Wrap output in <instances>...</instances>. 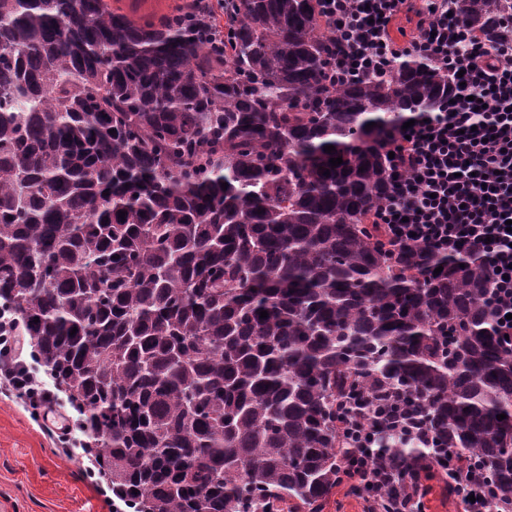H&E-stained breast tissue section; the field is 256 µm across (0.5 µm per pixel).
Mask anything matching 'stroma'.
<instances>
[{
	"label": "stroma",
	"instance_id": "obj_1",
	"mask_svg": "<svg viewBox=\"0 0 512 512\" xmlns=\"http://www.w3.org/2000/svg\"><path fill=\"white\" fill-rule=\"evenodd\" d=\"M61 446L35 409L0 393V512H112V494L87 461L86 436Z\"/></svg>",
	"mask_w": 512,
	"mask_h": 512
}]
</instances>
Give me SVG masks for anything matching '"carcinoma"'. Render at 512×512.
<instances>
[{"instance_id":"1","label":"carcinoma","mask_w":512,"mask_h":512,"mask_svg":"<svg viewBox=\"0 0 512 512\" xmlns=\"http://www.w3.org/2000/svg\"><path fill=\"white\" fill-rule=\"evenodd\" d=\"M453 6L490 38L512 0ZM334 41L317 0H0V305L125 512H322L348 429L408 401L427 441L405 429L373 462L452 448L512 512L487 264L377 222L386 134L454 86L417 58L338 83ZM112 7L135 19L154 15L161 16L185 4L186 0H110Z\"/></svg>"}]
</instances>
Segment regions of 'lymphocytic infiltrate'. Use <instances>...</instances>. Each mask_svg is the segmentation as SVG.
<instances>
[{
    "mask_svg": "<svg viewBox=\"0 0 512 512\" xmlns=\"http://www.w3.org/2000/svg\"><path fill=\"white\" fill-rule=\"evenodd\" d=\"M406 44L391 35L408 0H322L335 34V79L381 78L405 55L461 75L454 101L441 112L417 113L409 128L390 130L384 149L393 172L391 197L379 221L395 246L422 245L441 254H480L490 271L488 303L500 335L512 336V38L483 41L451 13V0H426ZM18 319L0 313V386L41 408L43 425L70 433L58 395L32 363ZM465 470L463 512H492L487 484L456 451L435 459L424 481H402L394 498L369 481L358 496L363 512H424L434 474Z\"/></svg>",
    "mask_w": 512,
    "mask_h": 512,
    "instance_id": "f902f5d3",
    "label": "lymphocytic infiltrate"
}]
</instances>
